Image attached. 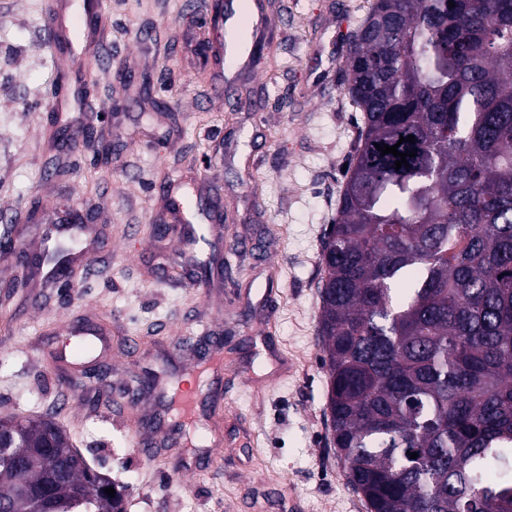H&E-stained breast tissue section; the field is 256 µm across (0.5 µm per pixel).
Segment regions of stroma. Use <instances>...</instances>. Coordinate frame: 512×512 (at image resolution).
Returning a JSON list of instances; mask_svg holds the SVG:
<instances>
[{
	"mask_svg": "<svg viewBox=\"0 0 512 512\" xmlns=\"http://www.w3.org/2000/svg\"><path fill=\"white\" fill-rule=\"evenodd\" d=\"M51 0H0V240L88 213L94 255L71 289L0 263V417L66 429L91 466L125 488L126 512H367L347 482L326 415L318 339L323 243L361 115L343 89L349 35L371 0H263L274 44L247 69L204 61L224 41L213 0H99L87 95L56 109ZM102 129L104 152L49 145L51 116ZM224 212L203 245L156 237L157 185ZM214 259L224 272L190 279ZM103 332L99 357L60 356L70 328ZM224 344L220 361L173 337ZM292 360V371L280 359ZM192 381L207 441L148 462L130 423L165 417L159 389L131 413L99 392L147 376Z\"/></svg>",
	"mask_w": 512,
	"mask_h": 512,
	"instance_id": "obj_1",
	"label": "stroma"
}]
</instances>
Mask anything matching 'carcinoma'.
<instances>
[{
	"label": "carcinoma",
	"instance_id": "cac0c4a2",
	"mask_svg": "<svg viewBox=\"0 0 512 512\" xmlns=\"http://www.w3.org/2000/svg\"><path fill=\"white\" fill-rule=\"evenodd\" d=\"M344 67L362 124L318 319L336 455L369 512H512V0H373ZM377 143L417 152L397 170ZM41 425L0 419V512L35 450L59 512H125L72 495L95 478Z\"/></svg>",
	"mask_w": 512,
	"mask_h": 512
}]
</instances>
